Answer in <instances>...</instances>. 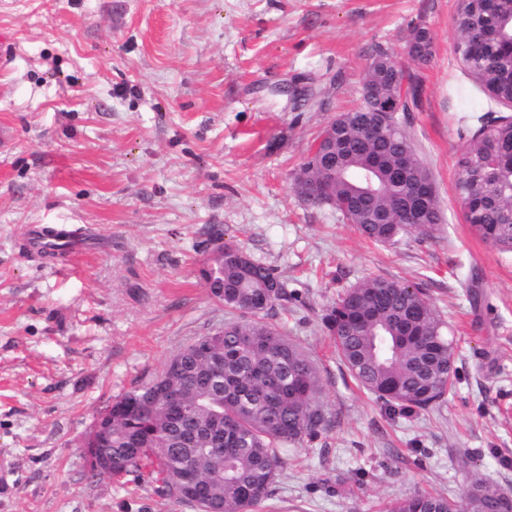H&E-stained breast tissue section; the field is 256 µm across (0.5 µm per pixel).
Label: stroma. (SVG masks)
<instances>
[{"instance_id": "stroma-1", "label": "stroma", "mask_w": 512, "mask_h": 512, "mask_svg": "<svg viewBox=\"0 0 512 512\" xmlns=\"http://www.w3.org/2000/svg\"><path fill=\"white\" fill-rule=\"evenodd\" d=\"M456 0H0V512H196L149 479L91 477L98 413L233 314L200 270L214 227L291 295L269 318L316 365L330 429L288 453L269 512H381L474 478L512 496V253L456 190L486 113L455 51ZM418 106L396 119L445 221L376 244L294 181L322 130L359 107L372 56L406 60ZM87 244L50 258L32 231ZM423 288L448 324L454 383L405 414L358 389L323 325L351 285ZM407 47L410 48V61L418 66L427 65L433 59L434 38L425 24L415 25L409 33Z\"/></svg>"}]
</instances>
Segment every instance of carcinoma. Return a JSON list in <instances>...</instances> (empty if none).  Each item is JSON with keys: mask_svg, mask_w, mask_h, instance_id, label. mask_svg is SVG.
I'll use <instances>...</instances> for the list:
<instances>
[{"mask_svg": "<svg viewBox=\"0 0 512 512\" xmlns=\"http://www.w3.org/2000/svg\"><path fill=\"white\" fill-rule=\"evenodd\" d=\"M456 50L474 85L489 101H512V0H457ZM407 47L418 66L433 59L434 38L414 26ZM407 67L383 50L372 57L364 82L374 97L404 105ZM379 115L363 102L333 120L320 134L295 186L310 182L327 203L365 238L389 244L397 238L432 235L443 223L438 196L419 218L399 209L433 185L411 140L401 131L375 127ZM456 189L466 221L501 252L512 250V118L482 124L458 153ZM201 269L212 296L239 318L221 336H203L199 348L178 354L180 374L166 362L161 372L112 401V438L101 447L113 468L140 475L148 468L163 496L179 494L199 512H257L272 498V485L288 447L321 436L331 425L321 403L319 372L309 358L266 321L288 300L275 270L254 259L223 233ZM336 355L358 386L387 404L425 410L445 400L454 347L426 293L397 279L373 278L350 286L322 318ZM221 355L211 362L206 351ZM224 429V452L183 441ZM203 490L191 496L184 487ZM383 512H512V498L492 483L476 480L461 501L417 494L390 501Z\"/></svg>", "mask_w": 512, "mask_h": 512, "instance_id": "obj_1", "label": "carcinoma"}]
</instances>
